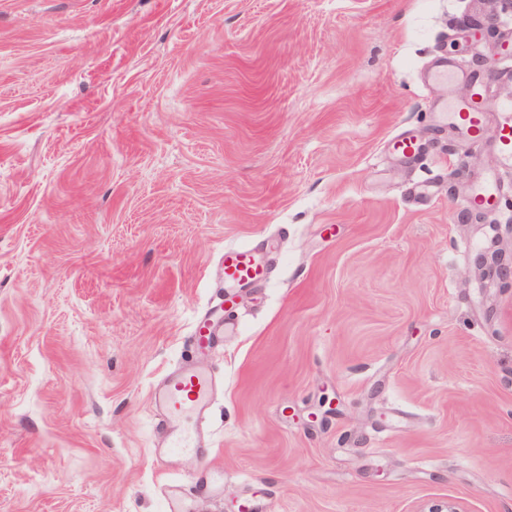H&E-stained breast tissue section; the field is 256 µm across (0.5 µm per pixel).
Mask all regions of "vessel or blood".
I'll list each match as a JSON object with an SVG mask.
<instances>
[{
  "label": "vessel or blood",
  "instance_id": "obj_1",
  "mask_svg": "<svg viewBox=\"0 0 512 512\" xmlns=\"http://www.w3.org/2000/svg\"><path fill=\"white\" fill-rule=\"evenodd\" d=\"M460 72L454 63L440 65L433 74L434 82L443 88L444 95L436 109L439 123L448 124L459 130L471 142L484 139L486 92L477 76H469L471 85L469 97L459 99L450 95L451 86L457 81ZM497 120L494 129V149L497 153V166L477 181L468 198L477 207L497 202L505 173L512 171V98L498 101ZM224 279V298L233 300L238 290L265 283L268 268L249 247L228 246L221 254ZM237 325L232 316L213 318L211 314L199 316L188 338L191 358L171 370L164 380L152 391V402L157 413V424L168 432L171 448L187 454L201 456L204 460V481L202 490L215 492L218 479L210 452L199 442L196 429L186 427V420L205 419L212 402L213 376L203 358L209 357L218 346L225 333L235 331Z\"/></svg>",
  "mask_w": 512,
  "mask_h": 512
}]
</instances>
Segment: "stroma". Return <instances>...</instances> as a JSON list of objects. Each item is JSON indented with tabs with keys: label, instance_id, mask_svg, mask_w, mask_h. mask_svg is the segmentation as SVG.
Here are the masks:
<instances>
[{
	"label": "stroma",
	"instance_id": "obj_1",
	"mask_svg": "<svg viewBox=\"0 0 512 512\" xmlns=\"http://www.w3.org/2000/svg\"><path fill=\"white\" fill-rule=\"evenodd\" d=\"M510 39L506 0H0V512L194 485L150 394L227 245L269 277L211 356L196 512H512V177L467 205L495 150L426 81L512 98ZM459 75L457 66L452 62L443 63L434 72L433 81L446 91L437 106L436 119L441 124L453 126L471 142L481 143L485 134L486 92L479 78L469 75L467 80L471 84L470 96L463 99L453 97L449 89ZM394 153L403 161L414 162L421 154V146L417 140L409 135L403 134L392 143Z\"/></svg>",
	"mask_w": 512,
	"mask_h": 512
}]
</instances>
